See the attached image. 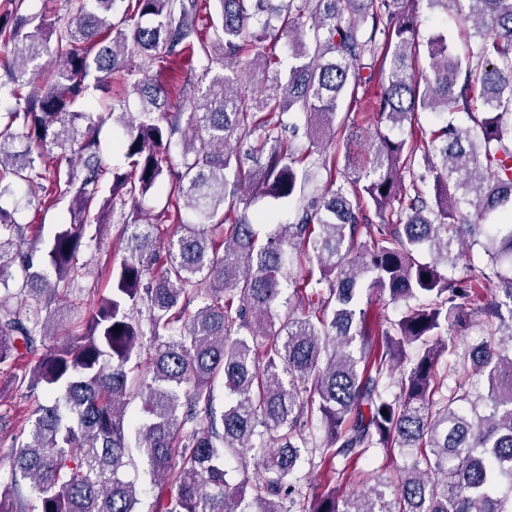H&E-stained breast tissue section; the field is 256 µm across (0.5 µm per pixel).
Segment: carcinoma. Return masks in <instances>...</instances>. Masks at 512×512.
Segmentation results:
<instances>
[{
	"label": "carcinoma",
	"mask_w": 512,
	"mask_h": 512,
	"mask_svg": "<svg viewBox=\"0 0 512 512\" xmlns=\"http://www.w3.org/2000/svg\"><path fill=\"white\" fill-rule=\"evenodd\" d=\"M423 1L446 2L216 0L208 29L209 0H64V21L50 0L0 11V198L22 184L44 208L71 197L47 242L0 207V364L30 356L22 381L36 401L0 512H140L133 446L150 482L174 491L156 512H512V0H459L476 38L464 60L443 36L418 41ZM46 55L55 66L42 76ZM256 70L269 84H253ZM182 72L196 77L187 110L170 97ZM116 76L123 95L92 106ZM360 88L377 118L372 150L362 164L345 154L341 169L315 137ZM456 111L472 125L449 121ZM300 120L320 123L307 145ZM109 121L125 171L101 149ZM321 175V192L258 241L264 216L247 186L290 201ZM429 175L432 197L419 187ZM162 186L174 204L155 214L143 202ZM127 203L108 293L88 299L80 332L32 357L49 335L42 312L72 291L80 252ZM371 212L396 220L371 224ZM168 223L190 227L151 277ZM475 245L487 261L469 272L486 294L448 275ZM363 288L397 316L359 307ZM475 325L481 341L448 342ZM146 336L148 371L131 377ZM474 374L486 393L471 391ZM134 387L140 416L127 412ZM377 448L411 463L340 493ZM229 455L265 478L230 483ZM303 462L326 477L310 499L293 484Z\"/></svg>",
	"instance_id": "carcinoma-1"
}]
</instances>
